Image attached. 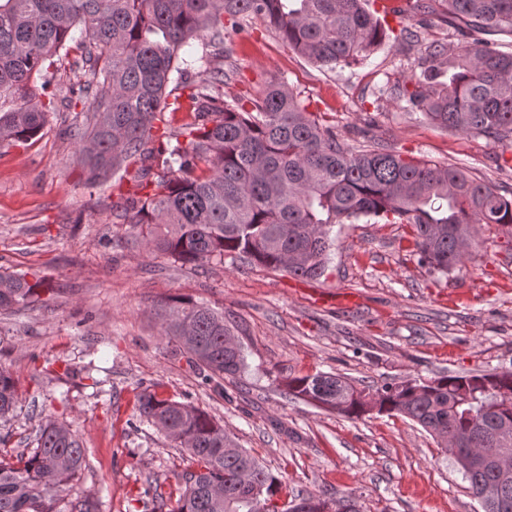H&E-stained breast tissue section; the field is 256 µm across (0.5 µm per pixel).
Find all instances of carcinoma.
I'll list each match as a JSON object with an SVG mask.
<instances>
[{
  "label": "carcinoma",
  "mask_w": 512,
  "mask_h": 512,
  "mask_svg": "<svg viewBox=\"0 0 512 512\" xmlns=\"http://www.w3.org/2000/svg\"><path fill=\"white\" fill-rule=\"evenodd\" d=\"M373 0H0V143L25 145L41 136L48 116L82 106L63 134L75 139L88 182L138 165L145 193L128 198L115 219L146 225L147 244L181 265L239 255L272 270L314 279L325 269L330 228L376 218L407 224L414 252L430 269L460 270L484 227L512 229L508 191L452 166L405 159L379 142L349 146L281 82L257 98L213 93L231 77L192 71L185 48L209 35L224 38L255 17L297 54L334 69L369 58L391 38L387 6ZM459 21L453 51L432 42L410 84L391 94L442 129L512 142V0H423ZM76 53V81L62 97L50 75ZM185 98L172 95L169 85ZM173 101H168V97ZM191 120L173 126L175 113ZM0 308L27 306L48 290L43 279L1 273ZM164 335L217 387L243 365L224 314L190 298L172 300ZM288 394L349 418L402 415L443 445L458 439L455 462L483 512H512V479L470 459L495 448L494 431L512 423V370L358 388L330 373L293 377ZM18 401L17 385L0 366V418ZM139 419L186 450L199 470L177 476L176 505L158 497L154 512H297L317 502L327 512H361L352 497L333 500L298 490L279 505L286 485L242 448L205 411L152 391L138 395ZM86 448L69 427L48 420L28 454L0 456V512H61V487L79 480Z\"/></svg>",
  "instance_id": "1"
}]
</instances>
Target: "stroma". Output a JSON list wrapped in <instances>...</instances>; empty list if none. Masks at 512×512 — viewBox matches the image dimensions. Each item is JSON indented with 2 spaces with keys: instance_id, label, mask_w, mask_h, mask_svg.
<instances>
[{
  "instance_id": "obj_1",
  "label": "stroma",
  "mask_w": 512,
  "mask_h": 512,
  "mask_svg": "<svg viewBox=\"0 0 512 512\" xmlns=\"http://www.w3.org/2000/svg\"><path fill=\"white\" fill-rule=\"evenodd\" d=\"M394 30L456 46L447 15L409 8ZM228 56L207 40L188 54L230 69V91L258 96L285 83L352 146L381 140L406 157L452 165L512 187V144L441 129L387 94L408 82L417 47L390 40L366 61L330 71L300 57L259 19L244 20ZM73 115L50 117L27 145H0V272L29 271L49 292L28 308L0 309V365L21 397L0 420V453L35 447L54 419L79 430L88 450L64 500L94 512H153L175 503L173 473L195 470L186 450L136 410L143 390L209 413L239 447L288 486L351 496L363 512H482L453 457L416 423L373 413L350 418L288 396L285 383L318 372L356 386L469 375L512 367V235L491 230L465 268L442 275L414 253L405 224L332 227L324 274L301 280L241 259L181 266L146 246L139 226L112 206L139 194L133 173L89 186L73 140ZM223 311L245 366L223 388L205 383L161 327L171 298ZM95 362L94 376L83 365Z\"/></svg>"
}]
</instances>
